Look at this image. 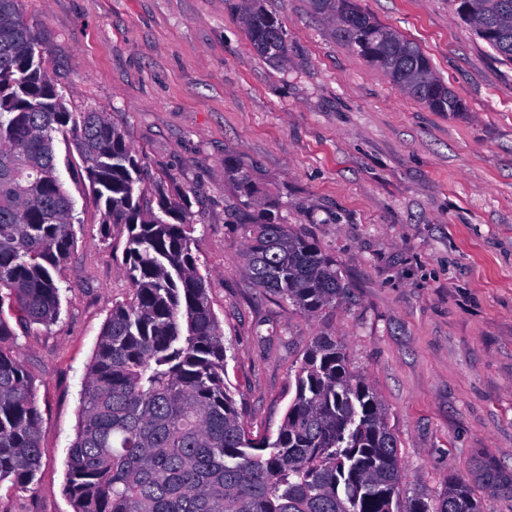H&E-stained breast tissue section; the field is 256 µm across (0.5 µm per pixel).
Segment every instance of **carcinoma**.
<instances>
[{
  "label": "carcinoma",
  "instance_id": "1",
  "mask_svg": "<svg viewBox=\"0 0 512 512\" xmlns=\"http://www.w3.org/2000/svg\"><path fill=\"white\" fill-rule=\"evenodd\" d=\"M458 0L457 13L512 61V0ZM337 36L433 112L463 102L418 45L377 22L356 0H312ZM252 48L288 58V34L261 0H243ZM42 49L18 0H0V484L34 489L44 449L33 378L16 324L48 326L61 313L58 282L75 238L73 202L60 178L56 135H70L101 209L102 239L127 231L128 300L103 325L80 397V426L66 462L74 512H484L476 489L512 495V476L479 457L474 479H446L434 501L402 497L398 440L385 405L348 370L332 336L304 353L295 395L276 436L256 437L224 384L227 346L199 270L185 192L151 179L100 109L71 112L48 79ZM243 205L247 171L230 166ZM246 272L257 288L315 316L347 286L336 259L288 224L249 225Z\"/></svg>",
  "mask_w": 512,
  "mask_h": 512
}]
</instances>
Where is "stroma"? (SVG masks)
Returning a JSON list of instances; mask_svg holds the SVG:
<instances>
[{"label": "stroma", "mask_w": 512, "mask_h": 512, "mask_svg": "<svg viewBox=\"0 0 512 512\" xmlns=\"http://www.w3.org/2000/svg\"><path fill=\"white\" fill-rule=\"evenodd\" d=\"M417 44L464 111H429L367 63L312 0H263L288 32L276 64L251 47L241 0H19L72 112L101 108L149 174L185 191L199 267L226 339L224 381L253 434H276L303 353L340 342L382 397L405 495L433 500L476 457L512 473V63L454 0H357ZM76 245L61 314L19 331L45 450L32 491L0 512H73L64 492L80 393L122 275L127 232L100 237L78 156L57 143ZM250 175L273 215L329 251L348 298L319 316L254 287L243 209L225 168Z\"/></svg>", "instance_id": "35a3bbf8"}]
</instances>
